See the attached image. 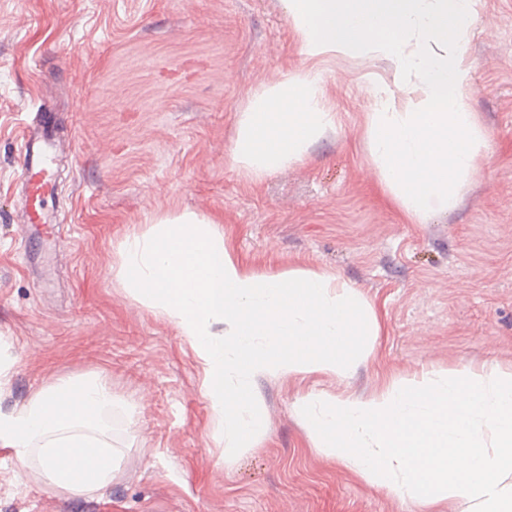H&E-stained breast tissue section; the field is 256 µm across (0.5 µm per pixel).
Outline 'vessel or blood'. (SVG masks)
I'll return each instance as SVG.
<instances>
[{
    "label": "vessel or blood",
    "mask_w": 512,
    "mask_h": 512,
    "mask_svg": "<svg viewBox=\"0 0 512 512\" xmlns=\"http://www.w3.org/2000/svg\"><path fill=\"white\" fill-rule=\"evenodd\" d=\"M23 141V175L30 202L28 224L39 236L49 237L54 233L50 210L55 197L53 164L62 146L43 126L28 127Z\"/></svg>",
    "instance_id": "obj_1"
}]
</instances>
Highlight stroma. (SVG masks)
<instances>
[{
  "label": "stroma",
  "mask_w": 512,
  "mask_h": 512,
  "mask_svg": "<svg viewBox=\"0 0 512 512\" xmlns=\"http://www.w3.org/2000/svg\"><path fill=\"white\" fill-rule=\"evenodd\" d=\"M466 52L489 154L453 209L408 224L365 137L364 76L395 85L394 60L328 62L336 129L255 182L228 161L236 115L304 65L282 0H0V409L58 375L102 374L124 453L104 491L75 497L0 447V512H413L312 451L294 403L368 397L424 369L512 368V0H482ZM41 107L73 156L58 162L57 237L26 262L23 129ZM186 209L219 218L243 266L340 274L379 314L345 378H256L269 439L244 454L217 437L191 345L112 274L128 232Z\"/></svg>",
  "instance_id": "stroma-1"
}]
</instances>
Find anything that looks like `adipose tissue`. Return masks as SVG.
I'll use <instances>...</instances> for the list:
<instances>
[{
	"label": "adipose tissue",
	"instance_id": "ef3b65f1",
	"mask_svg": "<svg viewBox=\"0 0 512 512\" xmlns=\"http://www.w3.org/2000/svg\"><path fill=\"white\" fill-rule=\"evenodd\" d=\"M307 61L253 91L236 120L231 165L259 181L302 163L338 114L319 65L336 56L395 60L398 83L373 79L366 136L380 184L403 220L457 204L490 136L466 89V43L479 0H283ZM122 288L171 322L203 370L202 392L228 448L267 435L257 377L346 376L369 356L380 322L340 275L245 268L212 217L185 210L153 218L118 244ZM112 384L60 377L26 404L0 411V447L35 465L43 484L93 494L111 481ZM310 446L358 479L409 499L416 512H512V372L469 367L392 379L367 398L297 397Z\"/></svg>",
	"mask_w": 512,
	"mask_h": 512
}]
</instances>
